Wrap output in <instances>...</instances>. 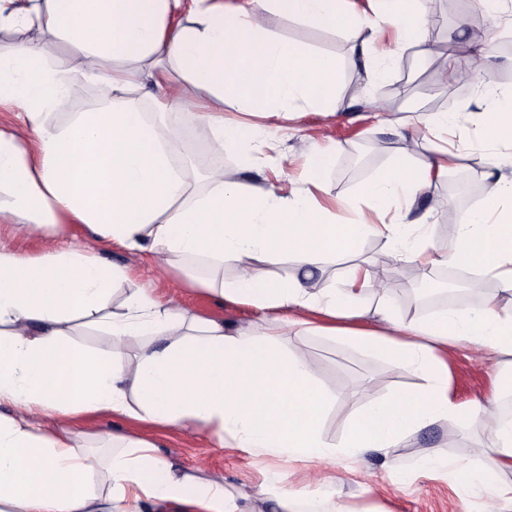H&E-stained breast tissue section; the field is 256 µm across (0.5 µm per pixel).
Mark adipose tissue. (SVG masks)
I'll return each mask as SVG.
<instances>
[{
	"label": "adipose tissue",
	"instance_id": "ef3b65f1",
	"mask_svg": "<svg viewBox=\"0 0 512 512\" xmlns=\"http://www.w3.org/2000/svg\"><path fill=\"white\" fill-rule=\"evenodd\" d=\"M267 11L317 26H357L346 0H0V31L20 35L0 56V108L22 120L0 128V223L46 229L49 243L40 257L0 249V512H128L132 502L245 512L223 482L179 471L155 443L110 433L102 439L108 456L79 451L68 430L47 426L56 416L203 429L236 448L309 463L386 459L423 428L456 418L486 431L482 463L465 453L429 456L401 472V482L420 472L449 475L465 492L480 494L495 489L500 471L512 470V420L489 403H456L439 357L464 341L512 366V176L486 173L485 206L449 228L455 245L440 258L495 279L499 294L422 319L355 305L372 283L387 295L378 273L354 272L343 287L312 291L310 270L354 251L369 235L416 260L429 249L427 226L405 212L382 224H340L320 207L315 193L330 154L313 153L304 187L293 189L228 181L220 166L206 171L200 187L176 165L169 142L184 123L197 122L215 152L234 145L241 168H256L259 130L225 122L228 105L273 123L302 109L333 114L339 62L271 39L261 24ZM425 22L423 0H384L375 20L424 55L431 51ZM63 41L77 48L78 64L58 55ZM88 80L104 87L103 103L66 124L47 122L58 101L79 97ZM148 86L165 127L143 115L140 93ZM456 123L454 115L436 112L424 127L399 132L397 161L365 187L363 203L378 213L398 201L412 207L446 168L437 156L409 166L422 130ZM68 224L176 271L203 262V271L188 273L191 286L278 315L255 331L162 307L146 288L112 311L124 270L91 251L55 247ZM288 256L300 275L278 274ZM228 258L242 262L230 282L218 276ZM254 260L266 265L265 274L253 271ZM368 317L377 329L358 330ZM79 324L135 343L138 351L122 363L82 346L72 338ZM301 332L415 369L424 385L366 400L341 439L329 442L322 422L336 397L302 353L283 346L284 336ZM98 476L106 490L96 488Z\"/></svg>",
	"mask_w": 512,
	"mask_h": 512
}]
</instances>
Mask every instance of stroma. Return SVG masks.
Here are the masks:
<instances>
[{"label":"stroma","instance_id":"obj_1","mask_svg":"<svg viewBox=\"0 0 512 512\" xmlns=\"http://www.w3.org/2000/svg\"><path fill=\"white\" fill-rule=\"evenodd\" d=\"M470 0H455L451 11L440 12L426 32L436 46L429 57L410 51L395 28H384L379 43L394 50L397 61L383 79H372L368 71L350 65L357 40L352 34L331 27H314L285 14L266 13L263 28L273 37L290 45L336 56L342 67L336 83V114L325 120L314 112H304L289 120L286 128L270 130L263 147L258 171L268 182L303 187L309 153L317 148L330 150L332 166L325 177L326 189L319 201L336 215L338 222L374 224L377 214L358 197L363 187L397 159V136L380 125L378 113L391 111L416 121L425 120L435 109L459 116L458 128L450 138L453 157L433 185L430 196L413 206L411 219L426 223L432 255L449 250L443 224L452 213H470L485 200L484 175L489 160L511 152L480 134L479 118L492 111L500 99L512 92V52L489 54V72L496 83L479 94L460 88L448 80L449 59H463L468 45L456 20L472 13ZM62 247L90 248L102 259L127 266L126 280L117 284L112 296L113 309L143 284H152L156 297L168 306H177L205 317H220L243 327H259L264 318L244 304L218 302L202 290L188 288L183 274L160 268L145 257L128 253L117 245L95 244L78 224H71L60 240ZM387 267L394 279L395 292L389 301L395 311L408 314L396 292L404 286H416L424 274L416 263L399 259L386 242L367 236L356 251L329 258L323 270L314 272L312 281L319 288H338L353 267ZM287 347L299 350L309 360L316 378L337 396L335 405L323 421V434L339 440L347 422L366 397H385L398 389H411L421 383L413 370H397L379 357L372 356L340 341L313 334L290 335ZM448 363L450 387L457 402L471 404L486 401L493 377L512 379V369L494 364L486 352L470 345H453L441 353ZM83 445L98 446V434H133L156 443L162 455L170 457L182 469L202 479L220 477L226 490L248 496L252 512H275L272 500L261 494L268 480L280 487L312 498L320 512H332L342 506L345 512H512V503L493 495L464 496L456 483L443 476H417L403 485L396 471L413 465L427 455L458 454L460 449L475 448L482 442L480 430L468 423L448 420L432 425L392 452L391 466L381 458L356 462L339 457L318 466L287 461L271 455H256L241 448L219 447L208 432H189L178 427L145 425L110 417L80 423Z\"/></svg>","mask_w":512,"mask_h":512}]
</instances>
